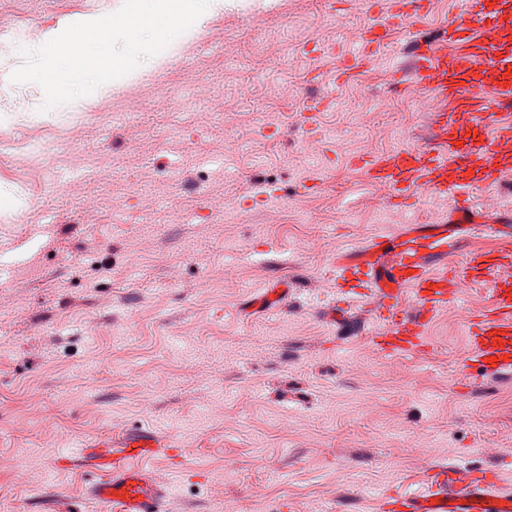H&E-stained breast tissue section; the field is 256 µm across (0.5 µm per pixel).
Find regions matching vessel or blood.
I'll use <instances>...</instances> for the list:
<instances>
[{"mask_svg": "<svg viewBox=\"0 0 512 512\" xmlns=\"http://www.w3.org/2000/svg\"><path fill=\"white\" fill-rule=\"evenodd\" d=\"M432 0H389L374 11L352 50L341 52L333 88L376 64L392 35L403 42L395 78L411 77L433 102L426 140L353 165L393 205L413 208L431 193L453 199L455 216L444 224H410L379 232L336 262V292L343 301L367 300L381 327L370 335L386 356L430 352L433 321L455 300L460 281L482 287L483 300L467 317L468 381L512 378V249L468 245L473 192L512 173V0H455L454 14L433 36L420 23ZM463 266H455L456 256ZM288 291L268 289L251 308L273 311ZM184 451L157 427L127 426L117 436L84 439L57 456L56 469L89 477L86 499L97 512H168ZM165 457L174 475L160 479L150 464ZM377 512H512V489L497 471L432 466L417 492L385 491Z\"/></svg>", "mask_w": 512, "mask_h": 512, "instance_id": "b4317fda", "label": "vessel or blood"}]
</instances>
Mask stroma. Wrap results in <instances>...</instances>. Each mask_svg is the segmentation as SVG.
Here are the masks:
<instances>
[{"mask_svg": "<svg viewBox=\"0 0 512 512\" xmlns=\"http://www.w3.org/2000/svg\"><path fill=\"white\" fill-rule=\"evenodd\" d=\"M119 3L0 0V457L23 455L25 477L0 470V512L51 491L82 502L85 477L53 457L131 424L187 452L170 512H376L441 463L512 486V380L459 381L478 292L441 314L425 358L375 351L371 313L323 318L343 249L454 213L432 195L388 205L349 164L427 133L418 90L394 81L400 38L305 117L318 71L385 0H224L200 37L96 101L48 117L17 101L19 47ZM278 282L287 309L249 311Z\"/></svg>", "mask_w": 512, "mask_h": 512, "instance_id": "1", "label": "stroma"}]
</instances>
